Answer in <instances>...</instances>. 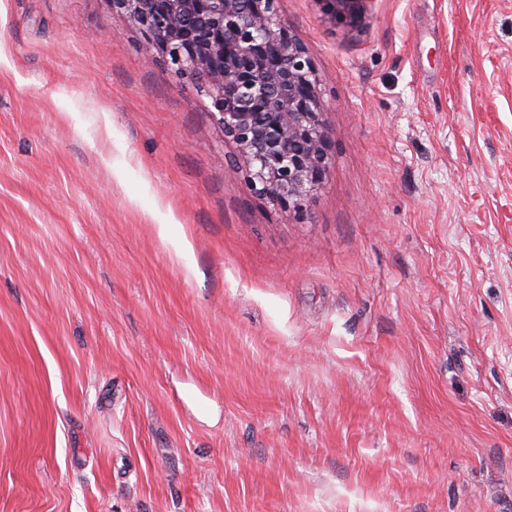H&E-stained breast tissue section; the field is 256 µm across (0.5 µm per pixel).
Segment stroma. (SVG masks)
I'll use <instances>...</instances> for the list:
<instances>
[{"mask_svg": "<svg viewBox=\"0 0 512 512\" xmlns=\"http://www.w3.org/2000/svg\"><path fill=\"white\" fill-rule=\"evenodd\" d=\"M279 10L301 215L112 0H0V512H512V0Z\"/></svg>", "mask_w": 512, "mask_h": 512, "instance_id": "1", "label": "stroma"}]
</instances>
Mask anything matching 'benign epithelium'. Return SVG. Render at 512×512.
I'll list each match as a JSON object with an SVG mask.
<instances>
[{
    "label": "benign epithelium",
    "mask_w": 512,
    "mask_h": 512,
    "mask_svg": "<svg viewBox=\"0 0 512 512\" xmlns=\"http://www.w3.org/2000/svg\"><path fill=\"white\" fill-rule=\"evenodd\" d=\"M279 0H112L145 50L204 90L236 152L230 165L272 204L302 213L333 158L314 63Z\"/></svg>",
    "instance_id": "obj_1"
}]
</instances>
